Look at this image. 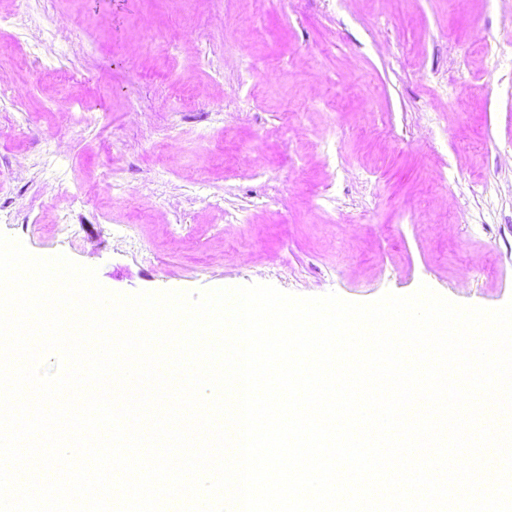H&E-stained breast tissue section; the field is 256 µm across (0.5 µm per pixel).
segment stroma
<instances>
[{"instance_id": "1", "label": "stroma", "mask_w": 512, "mask_h": 512, "mask_svg": "<svg viewBox=\"0 0 512 512\" xmlns=\"http://www.w3.org/2000/svg\"><path fill=\"white\" fill-rule=\"evenodd\" d=\"M0 16V232L32 254L116 293L512 300V0H0ZM73 70L91 82L61 84ZM173 84L189 96L169 101ZM131 222L132 246L115 234Z\"/></svg>"}]
</instances>
